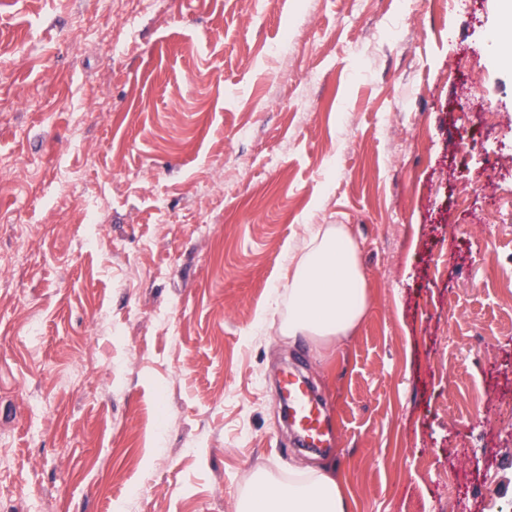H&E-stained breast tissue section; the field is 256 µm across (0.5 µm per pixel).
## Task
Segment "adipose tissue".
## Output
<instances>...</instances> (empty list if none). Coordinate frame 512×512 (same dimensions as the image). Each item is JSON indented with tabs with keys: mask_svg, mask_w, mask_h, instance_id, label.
Listing matches in <instances>:
<instances>
[{
	"mask_svg": "<svg viewBox=\"0 0 512 512\" xmlns=\"http://www.w3.org/2000/svg\"><path fill=\"white\" fill-rule=\"evenodd\" d=\"M364 285L357 248L344 225L319 226L301 251L288 257V313L280 335L348 336L367 309ZM243 512H349V505L335 467L324 464L285 483L259 482Z\"/></svg>",
	"mask_w": 512,
	"mask_h": 512,
	"instance_id": "1",
	"label": "adipose tissue"
}]
</instances>
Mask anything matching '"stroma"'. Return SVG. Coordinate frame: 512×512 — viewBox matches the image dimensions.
Wrapping results in <instances>:
<instances>
[{
	"label": "stroma",
	"mask_w": 512,
	"mask_h": 512,
	"mask_svg": "<svg viewBox=\"0 0 512 512\" xmlns=\"http://www.w3.org/2000/svg\"><path fill=\"white\" fill-rule=\"evenodd\" d=\"M498 0H0V512H512V68ZM489 102L457 120L462 86ZM343 224L367 312L278 333ZM309 377L332 449L277 375ZM242 512H350L336 479V469L323 464L306 476L269 485L258 481V490Z\"/></svg>",
	"instance_id": "1"
}]
</instances>
